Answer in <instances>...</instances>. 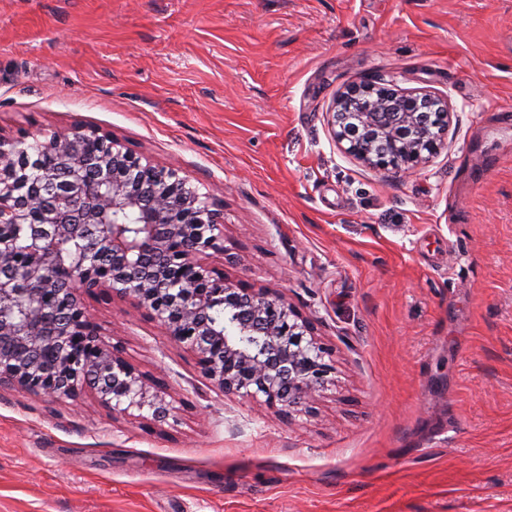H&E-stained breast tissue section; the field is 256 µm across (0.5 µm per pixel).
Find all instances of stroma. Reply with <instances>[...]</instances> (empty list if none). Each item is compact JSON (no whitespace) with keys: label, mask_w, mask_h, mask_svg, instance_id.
<instances>
[{"label":"stroma","mask_w":512,"mask_h":512,"mask_svg":"<svg viewBox=\"0 0 512 512\" xmlns=\"http://www.w3.org/2000/svg\"><path fill=\"white\" fill-rule=\"evenodd\" d=\"M511 37L512 0H0V135L178 168L224 213L204 263L285 295L336 367L283 419L86 296L173 415L1 387L0 512H512ZM391 73L451 114L407 174L334 135ZM384 81L381 84L388 87H379L374 83H364L350 87L346 92L342 93L337 99V106H344L351 110L353 107H359L363 111H373L379 107L380 101L375 96V91L378 89H385L394 97L400 99H418L425 100L430 103L436 104L439 108L444 109L445 117L450 116L447 111V104L430 94H409L398 88V81L396 77L392 76L388 80L381 78Z\"/></svg>","instance_id":"obj_1"}]
</instances>
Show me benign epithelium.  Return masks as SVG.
I'll return each instance as SVG.
<instances>
[{
	"label": "benign epithelium",
	"mask_w": 512,
	"mask_h": 512,
	"mask_svg": "<svg viewBox=\"0 0 512 512\" xmlns=\"http://www.w3.org/2000/svg\"><path fill=\"white\" fill-rule=\"evenodd\" d=\"M400 99L396 77L383 82ZM378 86L350 87L337 105L371 116ZM390 151L375 154L339 127L345 150L383 172L424 163L440 139L412 145L382 129ZM0 136V386L53 399L88 387L114 411L166 421L169 402L96 330L82 302L107 291L145 311L224 394L292 416L330 382L333 349L285 297L242 288L202 263L223 246L221 213L175 168L153 165L96 130L57 132L28 152ZM22 228L27 246L9 243Z\"/></svg>",
	"instance_id": "obj_1"
}]
</instances>
